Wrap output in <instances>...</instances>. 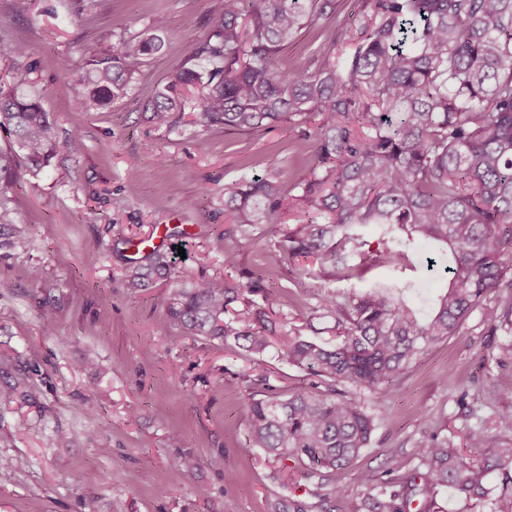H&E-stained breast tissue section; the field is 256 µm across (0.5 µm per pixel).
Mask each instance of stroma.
Wrapping results in <instances>:
<instances>
[{"mask_svg": "<svg viewBox=\"0 0 512 512\" xmlns=\"http://www.w3.org/2000/svg\"><path fill=\"white\" fill-rule=\"evenodd\" d=\"M220 7L221 0H93L85 10L80 0H0V68L10 47L24 45L60 143L43 172L19 168L9 193L29 242L0 260V353L15 358L16 387L13 402L0 405V458L12 462L0 472V512H276L291 492L308 512H340L333 486L355 499L366 495L387 468V449L413 467L425 442L445 438L461 447L466 429L491 426L512 409V362L497 364L499 338L476 311L458 335L417 356L393 396L357 394L379 416L371 446L325 486L305 480L289 490L271 479L262 451L243 452L257 379L281 394L312 378L270 352L252 363L234 346L179 335L166 315L178 280L264 275L281 292L290 324L327 341L335 334L323 308L328 292L363 293L387 281L425 318L448 279V260L415 248L409 266L373 268L360 280L324 281L316 265L305 276L291 265L268 273L265 254L281 227L254 224L233 230L238 263L225 270L224 231L233 229L225 183L274 163L293 185L310 178L313 148L295 131L207 132L187 113L170 129L148 122V99L209 37ZM157 15L168 20L165 46L127 96L76 111L75 76L87 60L117 34L147 31ZM325 52L306 29L278 66L311 73ZM175 226L184 236L165 237ZM148 238L179 277L132 295L121 268L135 255L134 241ZM46 309L53 322L44 321ZM91 349L98 368H81ZM465 392L479 403L463 404ZM219 455L223 467L211 466ZM181 458L197 465L175 484L170 469ZM228 471L235 481H225Z\"/></svg>", "mask_w": 512, "mask_h": 512, "instance_id": "35a3bbf8", "label": "stroma"}]
</instances>
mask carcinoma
Returning <instances> with one entry per match:
<instances>
[{
  "instance_id": "obj_1",
  "label": "carcinoma",
  "mask_w": 512,
  "mask_h": 512,
  "mask_svg": "<svg viewBox=\"0 0 512 512\" xmlns=\"http://www.w3.org/2000/svg\"><path fill=\"white\" fill-rule=\"evenodd\" d=\"M340 7L341 0H223L196 62L171 72L146 104L157 127L172 128L175 114L190 108L206 130L297 127L312 139L320 169L312 178L287 187L270 165L224 184V212L236 224H280L296 212L295 227L267 252V267L313 258L343 279H361L371 264H400L416 244L448 255L447 286L425 320L386 289L326 295L333 342L305 339L288 326L280 294L260 277H211L172 289L166 313L181 335L232 343L251 359L273 347L279 361L317 377V387L252 400L243 446L309 478L346 469L371 443L375 415L340 386L392 394L416 356L455 335L476 310L504 336L498 362L512 361V0H371L351 53L310 74L280 70L288 45ZM165 28L156 17L149 34L121 35L90 59L75 108L125 98L146 60L162 51ZM8 54L0 128L16 147L0 149V250L27 244V225L8 208L20 164L37 175L59 148L25 48ZM366 226L397 247L352 264L363 244L357 229ZM141 253L123 268L133 293L175 273L166 254ZM464 441L476 456L436 439L412 469L390 452L389 478L342 512H410L440 489L488 500L490 512H512V409L500 411L490 430H467Z\"/></svg>"
}]
</instances>
